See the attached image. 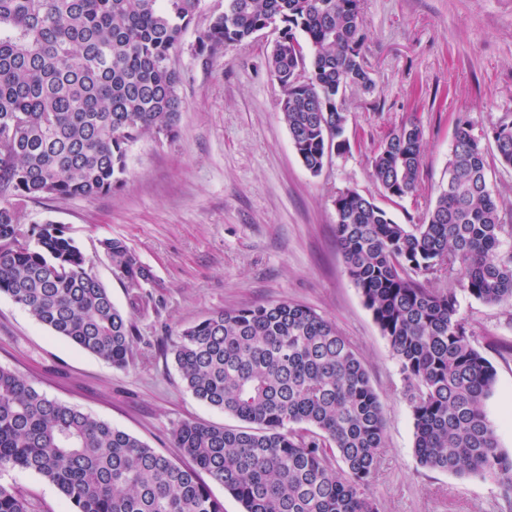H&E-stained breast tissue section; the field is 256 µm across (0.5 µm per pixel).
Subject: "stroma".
<instances>
[{"mask_svg":"<svg viewBox=\"0 0 512 512\" xmlns=\"http://www.w3.org/2000/svg\"><path fill=\"white\" fill-rule=\"evenodd\" d=\"M223 8L224 0H202L170 57L182 77L175 136L135 143L127 181L111 194L31 201L17 212L26 229L61 225L90 258L135 325L129 365L113 367L53 335L1 295L0 366L182 465L176 423L239 421L187 391L170 351L175 334L215 311L297 302L351 342L383 405L382 467L370 489L380 512H512L498 477H458L417 463L400 365L347 274L334 210L336 194L351 188L397 223H421L446 180L457 121L479 137L492 123L512 122V0H361L362 51L376 88H347L350 148L316 175L297 157L279 111L283 90L268 64L273 32L196 57L211 15ZM408 120L422 130L419 186L391 200L372 176V157ZM105 238L123 239L151 268L146 307H132L100 249ZM457 297L474 345L496 370L484 410L500 449L512 454V305H487L463 291ZM0 482L34 512H69L57 488L34 472L9 470Z\"/></svg>","mask_w":512,"mask_h":512,"instance_id":"1","label":"stroma"}]
</instances>
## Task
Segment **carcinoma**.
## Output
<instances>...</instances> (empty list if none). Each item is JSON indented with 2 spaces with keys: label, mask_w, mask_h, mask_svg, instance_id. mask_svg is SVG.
I'll use <instances>...</instances> for the list:
<instances>
[{
  "label": "carcinoma",
  "mask_w": 512,
  "mask_h": 512,
  "mask_svg": "<svg viewBox=\"0 0 512 512\" xmlns=\"http://www.w3.org/2000/svg\"><path fill=\"white\" fill-rule=\"evenodd\" d=\"M202 0H0V295L41 325L112 366L131 356L135 326L57 224L24 230L19 206L45 197L96 198L125 183L129 148L172 136L180 73L169 64ZM275 27L269 67L303 166L319 173L348 148L347 88L375 81L362 54L360 0H224L195 49L200 58ZM512 167V123L477 137L456 126L447 182L421 224H398L354 189L336 194V241L364 306L407 383L414 455L431 471L494 474L512 485L484 401L496 370L474 346L454 287L409 272L444 274L474 299L512 304V225L488 187L487 147ZM422 132L409 121L374 154L388 198L417 190ZM142 300L152 274L120 238L100 241ZM171 352L198 401L246 423L183 421L182 466L137 437L48 398L0 366V470L33 471L71 512H224L207 473L242 512H380L370 488L385 415L353 345L313 309L280 301L224 309L179 332ZM0 512H32L0 484Z\"/></svg>",
  "instance_id": "1"
}]
</instances>
